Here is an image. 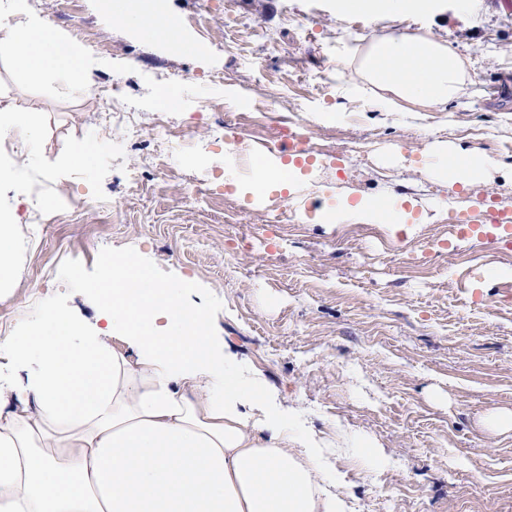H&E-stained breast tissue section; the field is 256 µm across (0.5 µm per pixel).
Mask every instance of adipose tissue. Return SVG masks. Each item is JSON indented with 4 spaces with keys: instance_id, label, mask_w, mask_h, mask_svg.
Returning a JSON list of instances; mask_svg holds the SVG:
<instances>
[{
    "instance_id": "1",
    "label": "adipose tissue",
    "mask_w": 512,
    "mask_h": 512,
    "mask_svg": "<svg viewBox=\"0 0 512 512\" xmlns=\"http://www.w3.org/2000/svg\"><path fill=\"white\" fill-rule=\"evenodd\" d=\"M427 0H340L342 13L380 24ZM0 58L15 79L56 77L83 88L80 53L13 0ZM144 35L191 56L176 20L146 16ZM356 69L359 110L442 112L469 96L477 75L447 41L385 34ZM438 178L471 184L491 163L457 146ZM90 284L95 322L43 307L0 336V512H346L339 487L318 477L320 447L288 416L245 361L208 333L203 313L153 277L139 255L109 258ZM123 349H115L112 339Z\"/></svg>"
}]
</instances>
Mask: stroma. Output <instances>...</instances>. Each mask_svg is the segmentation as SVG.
Returning a JSON list of instances; mask_svg holds the SVG:
<instances>
[{
    "label": "stroma",
    "instance_id": "35a3bbf8",
    "mask_svg": "<svg viewBox=\"0 0 512 512\" xmlns=\"http://www.w3.org/2000/svg\"><path fill=\"white\" fill-rule=\"evenodd\" d=\"M80 52L90 84L21 86L0 61V109L41 136L0 140V211L26 240L0 288V336L51 304L94 318L104 257L138 253L173 293L205 296L224 338L311 433L348 512H512V235L450 236V215L512 202V0H470L378 28L337 0H162L192 57L109 24L93 0H25ZM448 39L478 74L444 112L353 111L359 78L330 70L382 32ZM175 89L168 143L157 94ZM310 168L294 190L250 192L254 150ZM470 127L480 136L467 135ZM498 162L448 185L417 164L431 144ZM91 163H73L80 148ZM389 196L400 220L317 223ZM383 448L367 460L365 442Z\"/></svg>",
    "mask_w": 512,
    "mask_h": 512
}]
</instances>
